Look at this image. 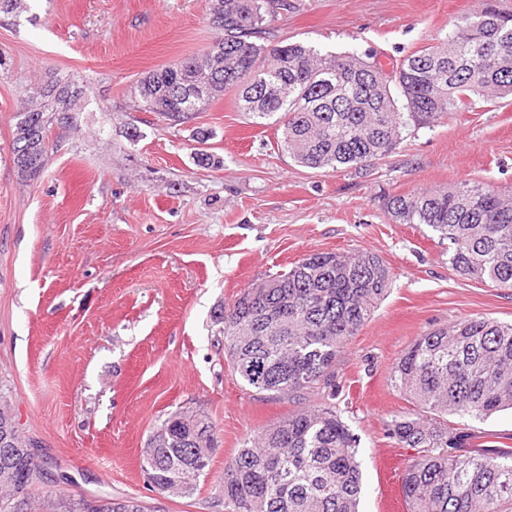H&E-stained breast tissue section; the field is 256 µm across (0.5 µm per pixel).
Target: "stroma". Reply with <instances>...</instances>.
<instances>
[{
    "mask_svg": "<svg viewBox=\"0 0 512 512\" xmlns=\"http://www.w3.org/2000/svg\"><path fill=\"white\" fill-rule=\"evenodd\" d=\"M480 4L288 0L260 42L369 52L389 71ZM212 5L29 0L28 13L0 20V383L51 473L32 496L222 512L224 467L242 444L328 391L292 400L246 386L218 310L306 254L367 249L392 285L336 362L335 405L359 439L361 512H406L400 480L414 451L386 425L415 407L392 368L435 328L512 322V288L459 276L447 242L393 223L385 204L463 180L512 189V98L475 97L452 119L406 127L373 168H306L281 149L279 122L240 111L233 95L182 126L141 111L133 90L148 72L223 38ZM56 80L83 89V108L72 127L51 129L55 150L25 183L12 163L15 124L33 88ZM201 152L216 164L198 165ZM186 409L210 418L218 446L185 498L152 488L140 462L153 431Z\"/></svg>",
    "mask_w": 512,
    "mask_h": 512,
    "instance_id": "35a3bbf8",
    "label": "stroma"
}]
</instances>
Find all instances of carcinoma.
<instances>
[{
  "label": "carcinoma",
  "mask_w": 512,
  "mask_h": 512,
  "mask_svg": "<svg viewBox=\"0 0 512 512\" xmlns=\"http://www.w3.org/2000/svg\"><path fill=\"white\" fill-rule=\"evenodd\" d=\"M273 0H217L210 22L224 38L181 62L149 72L136 86L141 109L171 125L233 93L260 119L279 115L281 148L311 169L374 166L409 123L451 118L470 99L512 97V14L484 0L435 45L387 77L354 52L323 53L303 43L255 41ZM83 91L69 83L35 88L39 107L19 114L12 161L22 182L44 171L52 125L73 124ZM398 224H425L448 241V263L466 279L512 288V195L461 182L389 198ZM391 287L376 253L317 252L244 289L220 311L224 348L241 380L279 397L326 384L348 340ZM417 412L387 432L416 450L401 476L407 512H512V448H477L448 416L488 418L512 409V323L470 317L418 337L391 372ZM142 458L160 492L191 496L216 447L204 414L179 411L149 438ZM8 392L0 388V512H26L38 486L36 463ZM357 437L324 401L288 414L246 441L224 467V512H359ZM87 499L46 497L38 512H86ZM99 512H147L135 498H105Z\"/></svg>",
  "instance_id": "cac0c4a2"
}]
</instances>
